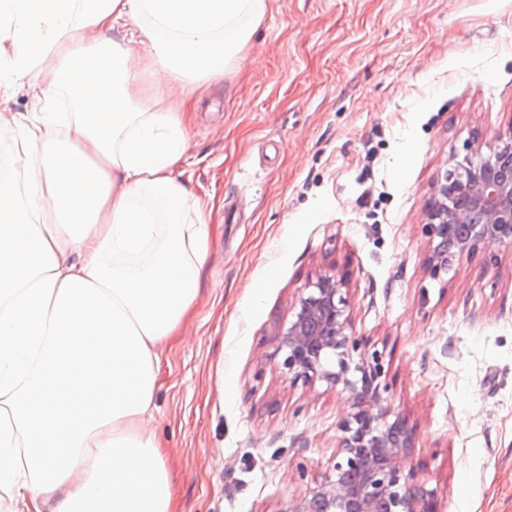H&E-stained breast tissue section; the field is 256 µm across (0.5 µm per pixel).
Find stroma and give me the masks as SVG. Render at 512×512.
<instances>
[{
  "mask_svg": "<svg viewBox=\"0 0 512 512\" xmlns=\"http://www.w3.org/2000/svg\"><path fill=\"white\" fill-rule=\"evenodd\" d=\"M245 56L188 113L210 246L146 421L180 512H287L331 469L346 394L274 356L331 267L439 512H512V248L434 279L421 233L437 171L512 120V0H271Z\"/></svg>",
  "mask_w": 512,
  "mask_h": 512,
  "instance_id": "35a3bbf8",
  "label": "stroma"
}]
</instances>
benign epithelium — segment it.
Instances as JSON below:
<instances>
[{
	"label": "benign epithelium",
	"mask_w": 512,
	"mask_h": 512,
	"mask_svg": "<svg viewBox=\"0 0 512 512\" xmlns=\"http://www.w3.org/2000/svg\"><path fill=\"white\" fill-rule=\"evenodd\" d=\"M425 269L439 279L455 263L512 248V122L485 154L470 147L437 173L424 215ZM349 275L330 268L312 278L292 303L277 352L291 384L318 381L348 394L338 424L331 473L289 512H438L435 492L407 466L414 428L395 414L383 356L361 350L352 334Z\"/></svg>",
	"instance_id": "1"
}]
</instances>
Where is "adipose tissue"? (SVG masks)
Returning a JSON list of instances; mask_svg holds the SVG:
<instances>
[{
  "mask_svg": "<svg viewBox=\"0 0 512 512\" xmlns=\"http://www.w3.org/2000/svg\"><path fill=\"white\" fill-rule=\"evenodd\" d=\"M270 0H0V69L45 108L0 177V501L21 512H178L144 430L160 349L193 316L205 205L182 179L183 112L143 111L237 71ZM67 91L72 112L49 109ZM153 80L149 73L140 79V86L147 91V96L142 101L145 107L150 112H168L175 108L181 100L180 89L169 85L156 87Z\"/></svg>",
  "mask_w": 512,
  "mask_h": 512,
  "instance_id": "ef3b65f1",
  "label": "adipose tissue"
}]
</instances>
